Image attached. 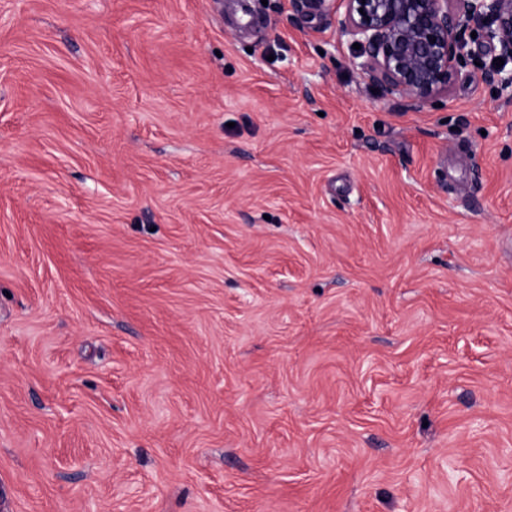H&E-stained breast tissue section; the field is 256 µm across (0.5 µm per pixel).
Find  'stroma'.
I'll use <instances>...</instances> for the list:
<instances>
[{
    "label": "stroma",
    "instance_id": "35a3bbf8",
    "mask_svg": "<svg viewBox=\"0 0 512 512\" xmlns=\"http://www.w3.org/2000/svg\"><path fill=\"white\" fill-rule=\"evenodd\" d=\"M377 93L288 0H0V512H512V100Z\"/></svg>",
    "mask_w": 512,
    "mask_h": 512
}]
</instances>
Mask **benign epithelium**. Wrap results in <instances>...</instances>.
<instances>
[{
	"instance_id": "1",
	"label": "benign epithelium",
	"mask_w": 512,
	"mask_h": 512,
	"mask_svg": "<svg viewBox=\"0 0 512 512\" xmlns=\"http://www.w3.org/2000/svg\"><path fill=\"white\" fill-rule=\"evenodd\" d=\"M294 16L309 8L342 13L341 36L358 43L361 69L385 93L420 110L448 92L464 57L465 34L479 37L496 58L512 61V0H290ZM486 81L512 89V71L491 66Z\"/></svg>"
}]
</instances>
